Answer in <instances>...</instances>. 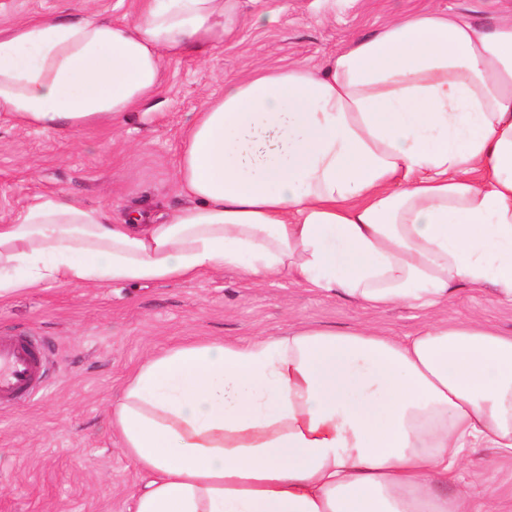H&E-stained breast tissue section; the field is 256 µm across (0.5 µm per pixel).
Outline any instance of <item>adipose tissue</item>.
Returning a JSON list of instances; mask_svg holds the SVG:
<instances>
[{
    "instance_id": "ef3b65f1",
    "label": "adipose tissue",
    "mask_w": 512,
    "mask_h": 512,
    "mask_svg": "<svg viewBox=\"0 0 512 512\" xmlns=\"http://www.w3.org/2000/svg\"><path fill=\"white\" fill-rule=\"evenodd\" d=\"M238 0H137L0 32V119L74 134L160 93L165 60L207 57ZM185 204L119 222L65 192L0 224V300L46 283L169 284L227 268L374 309L456 284L512 302V17L428 9L322 68L224 82L177 167ZM148 480L135 512H497L462 454L512 457V336L478 320L403 339L303 324L152 357L112 405Z\"/></svg>"
}]
</instances>
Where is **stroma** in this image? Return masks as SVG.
I'll list each match as a JSON object with an SVG mask.
<instances>
[{
    "label": "stroma",
    "instance_id": "1",
    "mask_svg": "<svg viewBox=\"0 0 512 512\" xmlns=\"http://www.w3.org/2000/svg\"><path fill=\"white\" fill-rule=\"evenodd\" d=\"M430 8L486 26L512 0H239L233 35L206 60L165 62L159 106L69 136L0 121V224L35 197L64 191L118 217L183 204L176 165L183 133L225 78L258 67L320 66L352 37L372 34L393 15ZM93 12L133 20L135 0H0V30L32 18ZM274 13L259 26L260 12ZM424 312L382 311L291 278L254 284L232 269L172 284H48L0 301V336L37 337L46 352L43 387L28 404L0 407V512H133L147 480L119 450L113 400L148 358L184 343L280 336L292 325L373 326L413 334ZM433 318H477L512 333V306L491 290L456 289ZM464 465L493 488L500 512H512V459L479 448Z\"/></svg>",
    "mask_w": 512,
    "mask_h": 512
}]
</instances>
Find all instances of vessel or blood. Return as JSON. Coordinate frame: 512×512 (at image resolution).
Instances as JSON below:
<instances>
[{
  "mask_svg": "<svg viewBox=\"0 0 512 512\" xmlns=\"http://www.w3.org/2000/svg\"><path fill=\"white\" fill-rule=\"evenodd\" d=\"M44 366L43 348L33 337H0V406L30 401L40 389Z\"/></svg>",
  "mask_w": 512,
  "mask_h": 512,
  "instance_id": "vessel-or-blood-1",
  "label": "vessel or blood"
}]
</instances>
